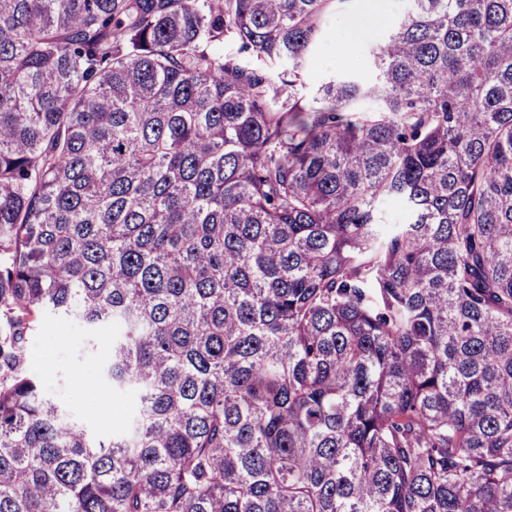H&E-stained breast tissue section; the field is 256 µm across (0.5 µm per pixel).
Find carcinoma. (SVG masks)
<instances>
[{"instance_id":"carcinoma-1","label":"carcinoma","mask_w":512,"mask_h":512,"mask_svg":"<svg viewBox=\"0 0 512 512\" xmlns=\"http://www.w3.org/2000/svg\"><path fill=\"white\" fill-rule=\"evenodd\" d=\"M343 2L0 0V512H512V0ZM404 0H348L343 11L330 22L328 34L321 56L314 71L315 76L328 77L336 73L337 68L346 66L348 70L364 73L365 62L361 53L350 56L347 52L355 32L360 28L383 29L394 20L404 8ZM331 61V67H323L320 60ZM83 337L70 322L49 316L43 330L32 336L29 351L48 395L69 407L85 425L104 433L112 428V389L101 383L99 368L109 353L102 346L87 355ZM80 373L92 378L83 391L73 382Z\"/></svg>"}]
</instances>
